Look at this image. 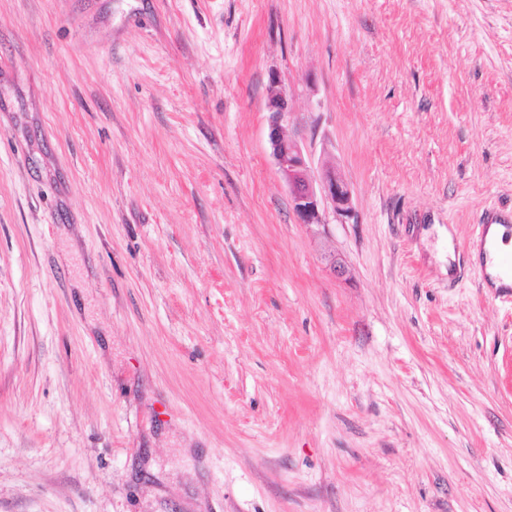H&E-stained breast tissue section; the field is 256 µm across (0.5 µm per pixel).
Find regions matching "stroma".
<instances>
[{
  "label": "stroma",
  "mask_w": 512,
  "mask_h": 512,
  "mask_svg": "<svg viewBox=\"0 0 512 512\" xmlns=\"http://www.w3.org/2000/svg\"><path fill=\"white\" fill-rule=\"evenodd\" d=\"M490 207L512 0H0V512H512ZM271 77V95L267 105L268 141L277 173L287 184L293 213L300 224L326 231V209L331 208L342 224L355 215L352 195L332 166H325L313 180L311 169L299 143L288 134L293 118L287 96L276 89Z\"/></svg>",
  "instance_id": "obj_1"
}]
</instances>
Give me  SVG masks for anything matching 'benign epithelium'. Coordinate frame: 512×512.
<instances>
[{
    "instance_id": "obj_1",
    "label": "benign epithelium",
    "mask_w": 512,
    "mask_h": 512,
    "mask_svg": "<svg viewBox=\"0 0 512 512\" xmlns=\"http://www.w3.org/2000/svg\"><path fill=\"white\" fill-rule=\"evenodd\" d=\"M268 141L277 173L287 184L293 213L297 223L317 230H326V209L335 218L346 223L355 215L352 195L332 166L321 169L318 178L311 176V169L299 143L288 134V124L293 118L287 96L276 89V79H271V95L267 105Z\"/></svg>"
}]
</instances>
